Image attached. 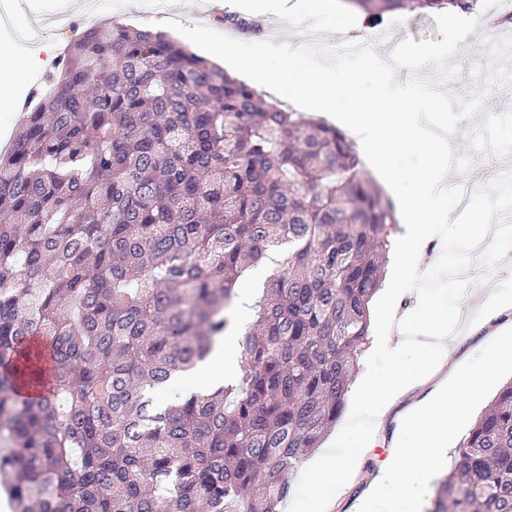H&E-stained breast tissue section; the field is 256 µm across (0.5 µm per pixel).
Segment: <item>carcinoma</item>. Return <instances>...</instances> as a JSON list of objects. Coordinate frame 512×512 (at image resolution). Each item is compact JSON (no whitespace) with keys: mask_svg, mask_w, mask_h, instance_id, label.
Returning a JSON list of instances; mask_svg holds the SVG:
<instances>
[{"mask_svg":"<svg viewBox=\"0 0 512 512\" xmlns=\"http://www.w3.org/2000/svg\"><path fill=\"white\" fill-rule=\"evenodd\" d=\"M370 23L478 0H347ZM0 153V486L16 512H279L340 417L399 224L333 125L162 32L90 27ZM238 379L154 393L229 330ZM38 393L29 397L26 392ZM426 512H512V381Z\"/></svg>","mask_w":512,"mask_h":512,"instance_id":"obj_1","label":"carcinoma"}]
</instances>
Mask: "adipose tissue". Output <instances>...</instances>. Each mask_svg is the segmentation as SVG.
Listing matches in <instances>:
<instances>
[{
	"instance_id": "obj_1",
	"label": "adipose tissue",
	"mask_w": 512,
	"mask_h": 512,
	"mask_svg": "<svg viewBox=\"0 0 512 512\" xmlns=\"http://www.w3.org/2000/svg\"><path fill=\"white\" fill-rule=\"evenodd\" d=\"M448 317V312L423 306L416 317L419 336L385 337L377 343L388 369L367 391L356 393L355 402L363 414L382 420L407 388L427 384L431 390L407 411L402 434L356 512H418L435 473L434 462L444 457L473 395L492 381L501 364L512 360V336L502 335L493 348L475 347L464 361L453 362ZM235 359L236 347L227 343L215 348L201 366L183 373L181 380L195 390L211 389L223 383L222 369ZM352 476V466L329 448L303 474L305 486L315 497L327 483L346 488Z\"/></svg>"
}]
</instances>
